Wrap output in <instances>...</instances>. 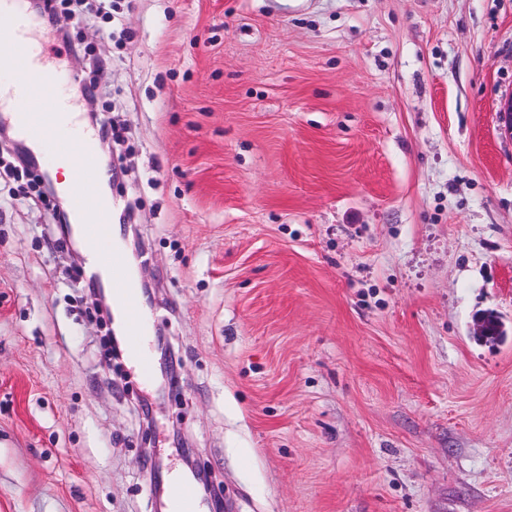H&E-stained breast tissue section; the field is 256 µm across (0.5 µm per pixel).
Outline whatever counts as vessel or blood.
I'll list each match as a JSON object with an SVG mask.
<instances>
[{"label": "vessel or blood", "instance_id": "vessel-or-blood-1", "mask_svg": "<svg viewBox=\"0 0 512 512\" xmlns=\"http://www.w3.org/2000/svg\"><path fill=\"white\" fill-rule=\"evenodd\" d=\"M0 68L14 72L8 88H0V117L8 120L18 138L34 147L50 146L57 160L70 164L73 183L91 206L110 211L115 203L100 192L102 176L94 152L88 151L90 135L79 120L80 107L67 96L63 85L69 75L47 45L28 0H0ZM72 218L89 254L86 273L107 284L128 336L127 359L134 372L150 379L154 358L147 340V321L138 287L123 249L111 243V227L86 223L80 211ZM172 512H201L192 482L171 481Z\"/></svg>", "mask_w": 512, "mask_h": 512}]
</instances>
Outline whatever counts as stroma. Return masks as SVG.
<instances>
[{"label":"stroma","mask_w":512,"mask_h":512,"mask_svg":"<svg viewBox=\"0 0 512 512\" xmlns=\"http://www.w3.org/2000/svg\"><path fill=\"white\" fill-rule=\"evenodd\" d=\"M87 2L182 366L107 367L0 148V512H152L178 437L227 512H512V0Z\"/></svg>","instance_id":"obj_1"}]
</instances>
